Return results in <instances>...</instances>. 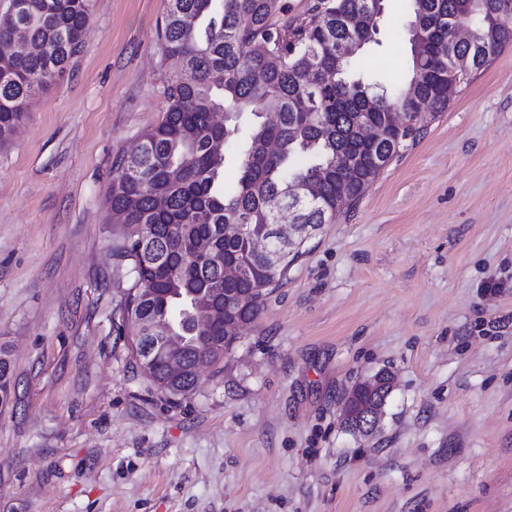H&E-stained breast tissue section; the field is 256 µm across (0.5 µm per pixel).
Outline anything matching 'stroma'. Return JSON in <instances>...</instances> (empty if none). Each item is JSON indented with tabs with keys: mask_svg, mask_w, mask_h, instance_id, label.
<instances>
[{
	"mask_svg": "<svg viewBox=\"0 0 512 512\" xmlns=\"http://www.w3.org/2000/svg\"><path fill=\"white\" fill-rule=\"evenodd\" d=\"M166 0H92L0 145V512H512V46L323 225L233 351L160 392L117 330L112 162L164 115ZM360 74L406 71L385 0ZM379 429L346 391L379 370ZM15 393L13 371L8 351L0 347V408L8 407L12 403Z\"/></svg>",
	"mask_w": 512,
	"mask_h": 512,
	"instance_id": "1",
	"label": "stroma"
}]
</instances>
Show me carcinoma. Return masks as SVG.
<instances>
[{"mask_svg":"<svg viewBox=\"0 0 512 512\" xmlns=\"http://www.w3.org/2000/svg\"><path fill=\"white\" fill-rule=\"evenodd\" d=\"M412 20L421 37L410 44L409 72L387 97L355 77L360 53L374 41L377 20L359 29L340 22L362 11L367 0H316L306 16L288 15L286 0H167L160 29L168 65L167 106L161 122L140 137L137 149L112 164L108 193L112 212L123 218L112 250L130 282L121 306L122 322L143 337L133 342L137 366L158 390L184 396L196 389L200 367L214 365L224 349V311L255 321L272 288L302 255L305 242L340 214V205L360 198L362 182L377 172L369 165L348 173L336 161L362 151L386 161L423 135L412 121L389 131L385 141L363 143L359 122L381 121L383 113L448 109V85L461 86L512 45V25L498 23L500 0H412ZM23 8L0 15V42L22 40L21 51H0V144L23 123L29 101L61 76L89 30L91 0H21ZM479 18L471 41L456 46L469 68L448 55L451 19ZM357 49L341 56L339 48ZM277 118L268 120L266 112ZM251 122L241 132L240 120ZM243 136L237 184L224 190L225 145ZM312 185L315 195L299 192ZM292 209L305 225L288 245L270 231L279 211ZM239 233L224 235V225ZM279 265L267 267L271 252ZM244 260L254 279L229 283L224 267ZM216 303L201 321L177 320L187 337L179 356L182 380L166 377L173 352L156 353L147 326L170 320L187 304ZM15 393L8 351L0 347V408ZM345 398L356 407L373 401L366 381Z\"/></svg>","mask_w":512,"mask_h":512,"instance_id":"carcinoma-1","label":"carcinoma"}]
</instances>
